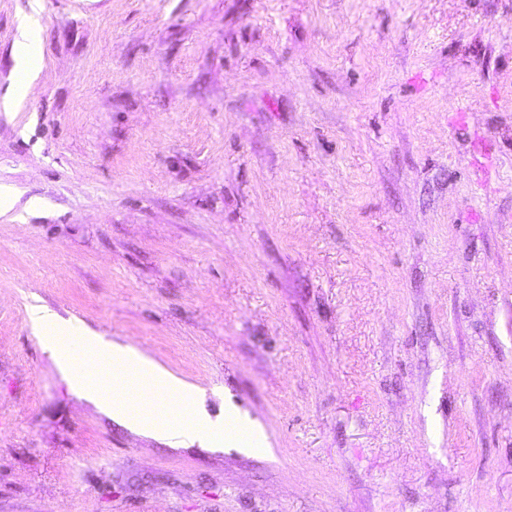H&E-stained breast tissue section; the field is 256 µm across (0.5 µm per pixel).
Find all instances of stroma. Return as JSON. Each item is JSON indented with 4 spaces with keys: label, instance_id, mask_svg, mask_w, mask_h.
I'll return each instance as SVG.
<instances>
[{
    "label": "stroma",
    "instance_id": "stroma-1",
    "mask_svg": "<svg viewBox=\"0 0 512 512\" xmlns=\"http://www.w3.org/2000/svg\"><path fill=\"white\" fill-rule=\"evenodd\" d=\"M30 0H0V99ZM0 106V512H512V0H42ZM39 303L259 421L136 433ZM40 0H31V13L19 29L17 57L18 89L26 90L41 71V44L35 36L39 25Z\"/></svg>",
    "mask_w": 512,
    "mask_h": 512
}]
</instances>
